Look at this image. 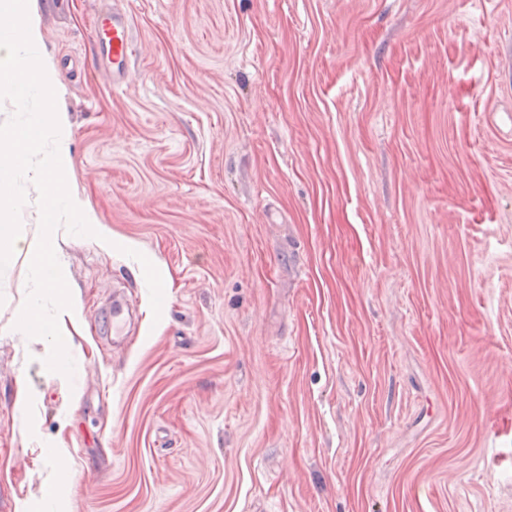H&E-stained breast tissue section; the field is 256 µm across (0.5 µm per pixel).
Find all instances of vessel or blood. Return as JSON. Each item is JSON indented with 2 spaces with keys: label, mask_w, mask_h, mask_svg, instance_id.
<instances>
[{
  "label": "vessel or blood",
  "mask_w": 512,
  "mask_h": 512,
  "mask_svg": "<svg viewBox=\"0 0 512 512\" xmlns=\"http://www.w3.org/2000/svg\"><path fill=\"white\" fill-rule=\"evenodd\" d=\"M93 30L103 46L113 85H125L130 73L134 43L133 27L128 14L114 6L102 8L94 16ZM131 306L129 294H117L95 315L94 326L104 341L114 345L125 339L127 315Z\"/></svg>",
  "instance_id": "b4317fda"
}]
</instances>
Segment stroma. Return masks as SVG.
<instances>
[{"instance_id": "obj_1", "label": "stroma", "mask_w": 512, "mask_h": 512, "mask_svg": "<svg viewBox=\"0 0 512 512\" xmlns=\"http://www.w3.org/2000/svg\"><path fill=\"white\" fill-rule=\"evenodd\" d=\"M100 3L29 0L110 245L0 273V512H512V0H122L119 88ZM95 37L103 46L112 84L121 87L130 73L134 33L128 14L117 7L100 9L93 19ZM132 307L131 295L116 294L94 317V326L109 344L122 342L127 335V315Z\"/></svg>"}]
</instances>
